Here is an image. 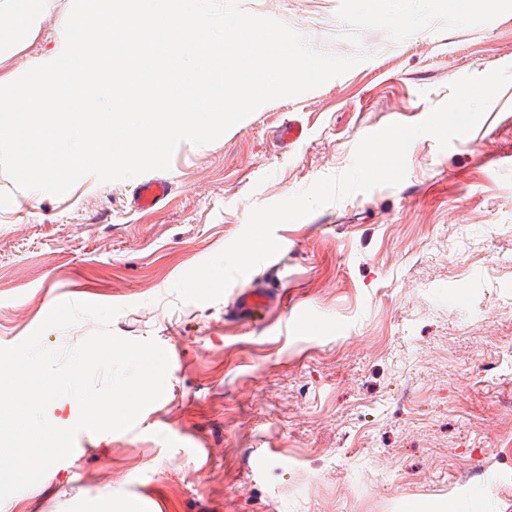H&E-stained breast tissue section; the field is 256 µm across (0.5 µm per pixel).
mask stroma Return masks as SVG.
<instances>
[{
	"label": "stroma",
	"mask_w": 512,
	"mask_h": 512,
	"mask_svg": "<svg viewBox=\"0 0 512 512\" xmlns=\"http://www.w3.org/2000/svg\"><path fill=\"white\" fill-rule=\"evenodd\" d=\"M319 51L368 61L267 102L216 141L181 143L157 210L136 179L68 193L0 172V346L62 301L121 306L120 337L169 356L134 430L80 432L49 476L0 512H512V84L407 175L275 230L270 262L212 303L175 282L282 201L352 163L366 135L416 123L450 85L512 66V0H238ZM302 137L281 143L284 122ZM275 288L259 322L239 291ZM172 185L163 178L140 183L133 192V206L140 211L155 210L171 194Z\"/></svg>",
	"instance_id": "1"
}]
</instances>
